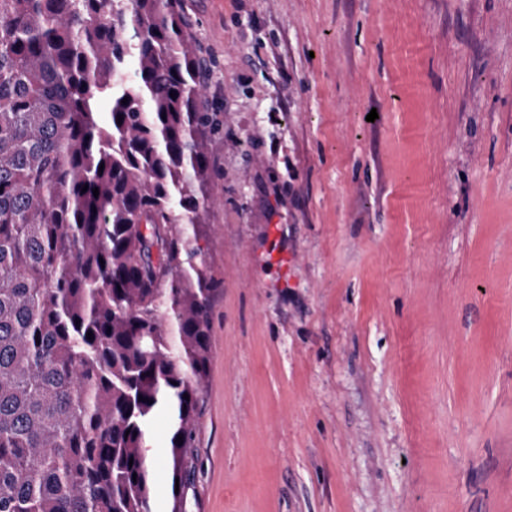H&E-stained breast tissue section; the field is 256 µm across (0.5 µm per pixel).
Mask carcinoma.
Listing matches in <instances>:
<instances>
[{"label": "carcinoma", "mask_w": 512, "mask_h": 512, "mask_svg": "<svg viewBox=\"0 0 512 512\" xmlns=\"http://www.w3.org/2000/svg\"><path fill=\"white\" fill-rule=\"evenodd\" d=\"M191 27L180 0H0V512H151L161 415L185 512L224 133Z\"/></svg>", "instance_id": "obj_1"}]
</instances>
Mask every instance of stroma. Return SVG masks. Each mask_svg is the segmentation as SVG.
Listing matches in <instances>:
<instances>
[{
    "instance_id": "stroma-1",
    "label": "stroma",
    "mask_w": 512,
    "mask_h": 512,
    "mask_svg": "<svg viewBox=\"0 0 512 512\" xmlns=\"http://www.w3.org/2000/svg\"><path fill=\"white\" fill-rule=\"evenodd\" d=\"M180 6L224 122L187 512H512V0Z\"/></svg>"
}]
</instances>
